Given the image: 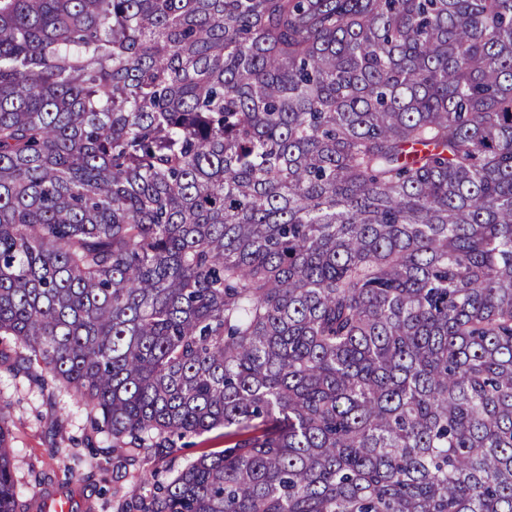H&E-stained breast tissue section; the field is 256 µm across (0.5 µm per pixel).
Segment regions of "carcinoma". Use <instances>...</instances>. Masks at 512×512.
I'll return each instance as SVG.
<instances>
[{
    "label": "carcinoma",
    "mask_w": 512,
    "mask_h": 512,
    "mask_svg": "<svg viewBox=\"0 0 512 512\" xmlns=\"http://www.w3.org/2000/svg\"><path fill=\"white\" fill-rule=\"evenodd\" d=\"M7 340L247 433L124 512H512V0H0Z\"/></svg>",
    "instance_id": "carcinoma-1"
}]
</instances>
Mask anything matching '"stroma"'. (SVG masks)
<instances>
[{"mask_svg": "<svg viewBox=\"0 0 512 512\" xmlns=\"http://www.w3.org/2000/svg\"><path fill=\"white\" fill-rule=\"evenodd\" d=\"M14 342L0 343V405L13 421L12 447L15 480L26 498L46 493L71 496L74 512H119L129 479H115L117 459L92 455L103 437L94 433L88 413L77 399L52 378L32 380L12 364ZM233 433L217 428L190 438L187 447L173 453L139 458L137 470L171 477L202 453L234 442Z\"/></svg>", "mask_w": 512, "mask_h": 512, "instance_id": "35a3bbf8", "label": "stroma"}]
</instances>
